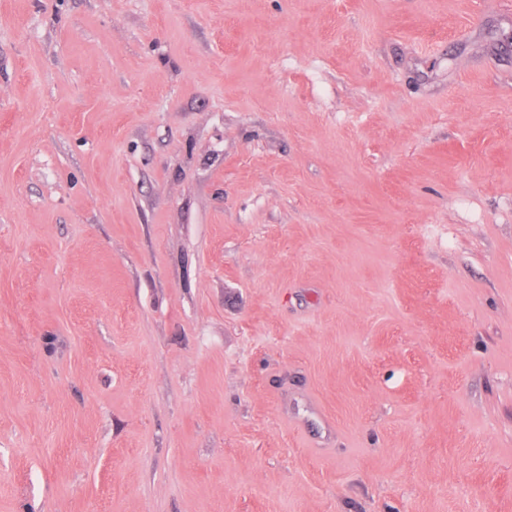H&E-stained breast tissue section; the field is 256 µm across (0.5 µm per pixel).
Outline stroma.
Returning <instances> with one entry per match:
<instances>
[{
	"label": "stroma",
	"instance_id": "35a3bbf8",
	"mask_svg": "<svg viewBox=\"0 0 512 512\" xmlns=\"http://www.w3.org/2000/svg\"><path fill=\"white\" fill-rule=\"evenodd\" d=\"M0 512H512V0H0Z\"/></svg>",
	"mask_w": 512,
	"mask_h": 512
}]
</instances>
